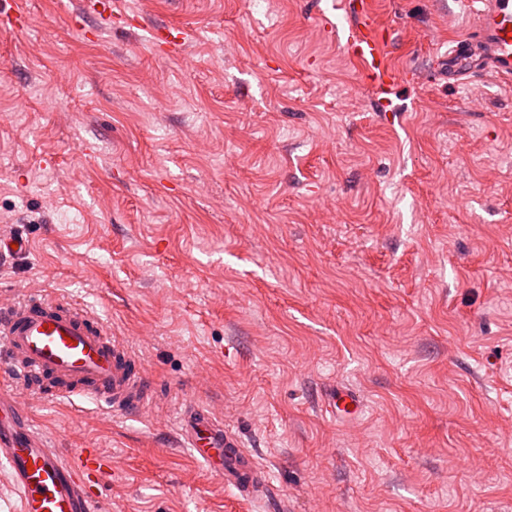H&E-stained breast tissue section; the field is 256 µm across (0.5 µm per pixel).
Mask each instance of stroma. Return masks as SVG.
I'll return each mask as SVG.
<instances>
[{
  "label": "stroma",
  "instance_id": "35a3bbf8",
  "mask_svg": "<svg viewBox=\"0 0 512 512\" xmlns=\"http://www.w3.org/2000/svg\"><path fill=\"white\" fill-rule=\"evenodd\" d=\"M345 2L115 0L112 28L25 0L0 31V228L28 242L0 297L86 305L150 380L132 415L25 399L109 459L102 512H512V84L441 76L459 0H372L412 72L377 111L325 24ZM191 402L262 499L186 448ZM328 411L333 417L348 418L361 413L363 402L360 395L349 389L337 388L328 400ZM180 432L187 448L203 460L224 486L242 496H261L262 477L252 455L241 449L237 437L224 429V422L210 410L186 405L179 417Z\"/></svg>",
  "mask_w": 512,
  "mask_h": 512
}]
</instances>
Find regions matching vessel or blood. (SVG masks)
Masks as SVG:
<instances>
[{"label":"vessel or blood","instance_id":"b4317fda","mask_svg":"<svg viewBox=\"0 0 512 512\" xmlns=\"http://www.w3.org/2000/svg\"><path fill=\"white\" fill-rule=\"evenodd\" d=\"M477 3L470 28L448 53V79L491 76L512 83V0ZM346 15V56L361 66L366 84L386 93L399 74L371 0H350ZM0 371L17 383L14 393L0 394V467L20 498V512H99L89 484L105 472V458L94 448L64 458L35 428L22 399L43 389L56 399L95 401L115 414L138 412L148 401V383L128 345L77 302L39 294L0 300ZM362 409L359 394L343 388L333 391L327 406L340 419ZM179 425L186 446L225 486L259 497L263 474L223 420L189 404Z\"/></svg>","mask_w":512,"mask_h":512}]
</instances>
